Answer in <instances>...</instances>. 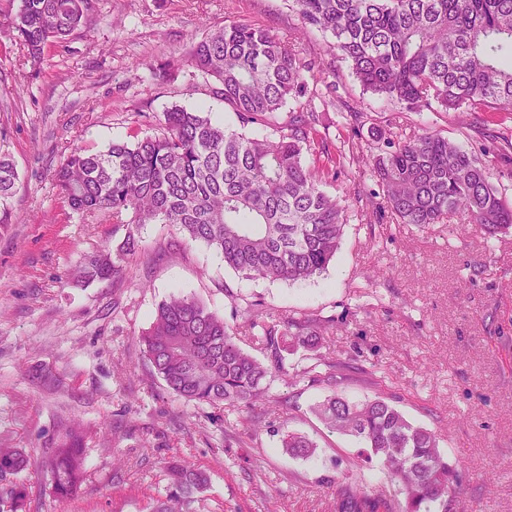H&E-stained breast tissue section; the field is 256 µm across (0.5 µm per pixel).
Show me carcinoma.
Wrapping results in <instances>:
<instances>
[{"label":"carcinoma","mask_w":512,"mask_h":512,"mask_svg":"<svg viewBox=\"0 0 512 512\" xmlns=\"http://www.w3.org/2000/svg\"><path fill=\"white\" fill-rule=\"evenodd\" d=\"M299 30L315 28L333 37L329 54L346 61L367 92L407 111L464 108L469 112L512 110V0H293ZM91 0H21L7 23L9 35L43 65L44 48L64 43L87 23ZM188 62L211 78V92L240 124L231 130L210 113L175 106L152 135L114 141L105 151L75 146L53 175L71 210L112 217L131 228L116 253L103 250L79 269L83 282L119 276L139 250L146 224H167L174 242H201L239 275L269 281H306L336 256L345 209L322 185L336 169L354 162V152H326L317 173L303 161L319 128L335 124L320 111L335 87L309 90L322 80L323 61H305L299 48L266 28L231 21L192 41ZM289 98H304L299 111L282 114ZM382 189L373 213L398 224L427 227L450 215L493 238L512 230V205L491 182L480 158L436 131L419 129L389 141L372 156ZM18 178L0 149V225L13 221L11 198ZM260 329L265 359L236 341L243 328ZM321 321L291 319L279 325L249 308L232 327L199 299L163 301L140 343L156 374L176 396L195 403L257 402L273 413L284 402L268 395L272 374L291 373L283 352L296 343L320 347ZM332 430L356 438L362 450L351 469L377 458L398 492L368 491L358 481L336 489V512H451L460 464L451 463L431 430L410 422L382 397L352 401L336 391L315 408ZM282 433V447L305 457L314 444ZM81 431L48 449L41 464L56 495L65 500L84 480ZM28 464L18 450L0 451V503L24 512L28 487L15 480ZM208 485L205 472L174 460L164 493L151 512H199L194 504Z\"/></svg>","instance_id":"cac0c4a2"}]
</instances>
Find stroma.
<instances>
[{
  "label": "stroma",
  "mask_w": 512,
  "mask_h": 512,
  "mask_svg": "<svg viewBox=\"0 0 512 512\" xmlns=\"http://www.w3.org/2000/svg\"><path fill=\"white\" fill-rule=\"evenodd\" d=\"M20 5L0 0V148L18 172L14 222L0 228V448L31 460L19 475L26 512H142L174 457L208 475L205 512H334L336 485L352 476L367 489H391L379 462L352 472L359 442L316 415L332 388L306 375L304 349L286 352L295 377L271 378L269 392L289 402L279 417L285 429L315 442L309 457L288 455L262 405L173 395L139 339L174 295L200 299L231 325L255 304L277 321L325 320L320 355L354 365L341 391L355 401L385 398L462 462L452 512H512V232L489 239L453 216L424 231L375 223L369 200L380 186L364 163L399 131L427 126L479 156L512 204V161L489 149L490 133L512 138V111L401 112L332 62L324 80L336 86V111L365 119L327 131L325 141L353 149L358 161L324 189L339 200L357 190L364 201L349 205L322 274L293 284L248 280L203 243L173 246L174 230L148 224L119 276L81 283L83 258L117 249L126 227L63 203L52 173L66 149L154 134L175 105L237 127L187 62L188 37L237 20L286 39L298 18L293 0H91L87 24L48 44L35 71L6 31ZM73 422L84 431L86 480L62 503L41 459Z\"/></svg>",
  "instance_id": "1"
}]
</instances>
